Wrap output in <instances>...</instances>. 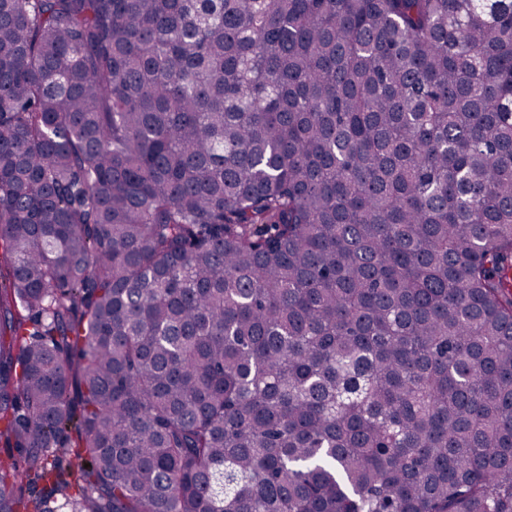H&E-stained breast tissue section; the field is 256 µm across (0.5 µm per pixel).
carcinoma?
<instances>
[{"label": "carcinoma", "instance_id": "1", "mask_svg": "<svg viewBox=\"0 0 512 512\" xmlns=\"http://www.w3.org/2000/svg\"><path fill=\"white\" fill-rule=\"evenodd\" d=\"M0 512H512V0H0Z\"/></svg>", "mask_w": 512, "mask_h": 512}]
</instances>
